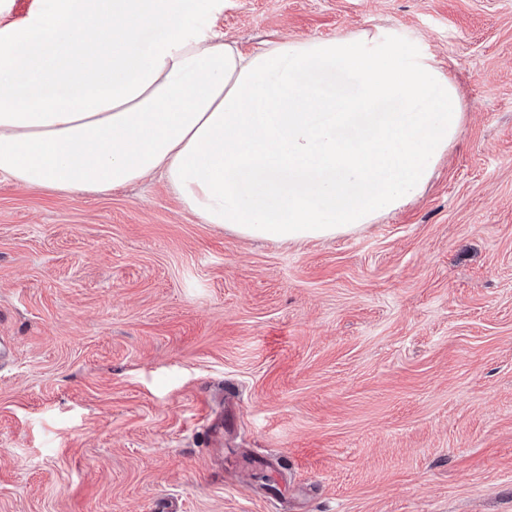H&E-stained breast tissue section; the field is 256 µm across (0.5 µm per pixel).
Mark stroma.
Returning a JSON list of instances; mask_svg holds the SVG:
<instances>
[{"label":"stroma","mask_w":512,"mask_h":512,"mask_svg":"<svg viewBox=\"0 0 512 512\" xmlns=\"http://www.w3.org/2000/svg\"><path fill=\"white\" fill-rule=\"evenodd\" d=\"M247 50L380 28L457 86L425 191L244 239L158 176L0 174V512H512V0H223Z\"/></svg>","instance_id":"35a3bbf8"}]
</instances>
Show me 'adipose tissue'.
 <instances>
[{
  "mask_svg": "<svg viewBox=\"0 0 512 512\" xmlns=\"http://www.w3.org/2000/svg\"><path fill=\"white\" fill-rule=\"evenodd\" d=\"M12 5L0 0V174L24 187L158 174L201 223L330 239L416 198L461 129L447 75L380 33L250 54L216 41L221 0H48L21 25Z\"/></svg>",
  "mask_w": 512,
  "mask_h": 512,
  "instance_id": "adipose-tissue-1",
  "label": "adipose tissue"
}]
</instances>
